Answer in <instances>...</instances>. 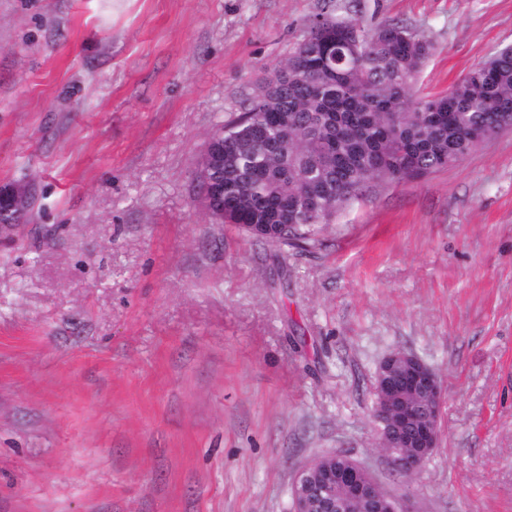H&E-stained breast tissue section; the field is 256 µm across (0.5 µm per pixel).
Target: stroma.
<instances>
[{
    "label": "stroma",
    "mask_w": 512,
    "mask_h": 512,
    "mask_svg": "<svg viewBox=\"0 0 512 512\" xmlns=\"http://www.w3.org/2000/svg\"><path fill=\"white\" fill-rule=\"evenodd\" d=\"M433 45L415 94L512 46V0H0V512H290L336 451L421 512H512V128L370 182L303 252L215 223L194 169L314 15ZM446 391L411 481L390 351ZM375 395L382 450L400 475L418 473L439 448L445 390L437 373L414 354L390 352L375 374Z\"/></svg>",
    "instance_id": "stroma-1"
}]
</instances>
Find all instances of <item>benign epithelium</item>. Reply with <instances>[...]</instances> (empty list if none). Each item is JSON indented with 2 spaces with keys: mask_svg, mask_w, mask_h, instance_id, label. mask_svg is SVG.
<instances>
[{
  "mask_svg": "<svg viewBox=\"0 0 512 512\" xmlns=\"http://www.w3.org/2000/svg\"><path fill=\"white\" fill-rule=\"evenodd\" d=\"M224 162V150L207 143L196 175L206 177L203 203L211 208L223 198L224 189L211 177ZM24 191L0 186V214L18 206ZM376 400L372 415L378 424L380 444L392 468L401 475H414L439 448V419L445 390L437 373L414 354L393 351L386 354L375 374ZM371 472L357 461L338 474L322 456L297 473L292 485L291 512H336L329 494L336 492V480L354 502L366 496L363 475ZM374 512H416L408 498L391 495L383 489L372 500Z\"/></svg>",
  "mask_w": 512,
  "mask_h": 512,
  "instance_id": "benign-epithelium-1",
  "label": "benign epithelium"
}]
</instances>
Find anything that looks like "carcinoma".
<instances>
[{
	"mask_svg": "<svg viewBox=\"0 0 512 512\" xmlns=\"http://www.w3.org/2000/svg\"><path fill=\"white\" fill-rule=\"evenodd\" d=\"M433 45L394 22L319 14L284 65L217 132L224 223L267 224L257 238L303 251L369 182L420 178L462 160L485 131L512 125V48L444 94L413 87Z\"/></svg>",
	"mask_w": 512,
	"mask_h": 512,
	"instance_id": "cac0c4a2",
	"label": "carcinoma"
}]
</instances>
